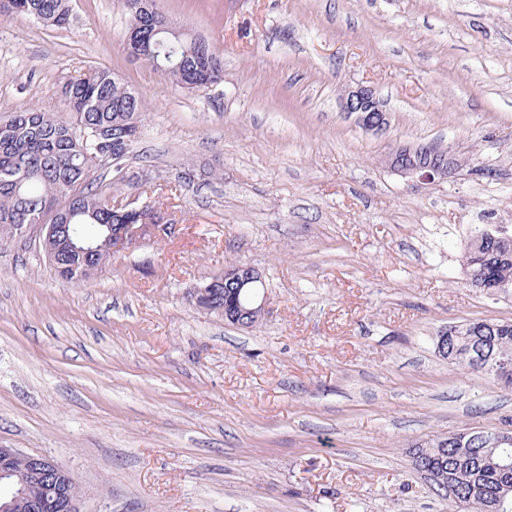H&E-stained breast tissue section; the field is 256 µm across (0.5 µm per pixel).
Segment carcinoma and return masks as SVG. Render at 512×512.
<instances>
[{"label": "carcinoma", "instance_id": "obj_1", "mask_svg": "<svg viewBox=\"0 0 512 512\" xmlns=\"http://www.w3.org/2000/svg\"><path fill=\"white\" fill-rule=\"evenodd\" d=\"M135 36L149 45L162 40L160 55L172 62L161 69L181 89L223 80L219 53L200 40L184 35L153 33L154 20L135 15L127 0ZM0 14H22L47 27L70 24L69 0H0ZM65 112H51L26 103L7 117H0V241L19 236L27 224H79L89 232L105 233L109 224H140L154 210L145 204L132 212L115 207L112 193L96 184L94 159L112 154V139L95 133L100 127H122L141 116L144 102L107 70L92 69L67 80L61 87ZM111 257L104 251L84 257L65 256L51 263L60 279L81 284L105 266ZM467 279L489 295L512 294V226L493 224L469 239L463 253ZM484 322L448 327L444 358L472 372L470 343ZM495 349L512 361V322L498 323ZM443 477L458 476L456 495L448 508L486 512L489 501L504 497L512 502V470L498 467V453L486 449H462L448 442L437 447V438L421 440L409 449L411 466L419 470L416 455Z\"/></svg>", "mask_w": 512, "mask_h": 512}]
</instances>
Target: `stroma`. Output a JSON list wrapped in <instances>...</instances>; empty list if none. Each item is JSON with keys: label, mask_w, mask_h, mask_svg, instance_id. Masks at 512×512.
<instances>
[{"label": "stroma", "mask_w": 512, "mask_h": 512, "mask_svg": "<svg viewBox=\"0 0 512 512\" xmlns=\"http://www.w3.org/2000/svg\"><path fill=\"white\" fill-rule=\"evenodd\" d=\"M218 49L224 79L176 88L123 49L125 0L71 24L0 16V115L93 69L145 101L103 186L178 236L88 282L49 268L39 227L0 243V447L55 459L77 512H446L415 441L512 419V390L438 356L448 326L511 320L468 284L464 243L512 225V0H158ZM375 89L381 135L342 112ZM397 143L462 157L403 176ZM232 262L266 283L257 327L197 308Z\"/></svg>", "instance_id": "1"}]
</instances>
